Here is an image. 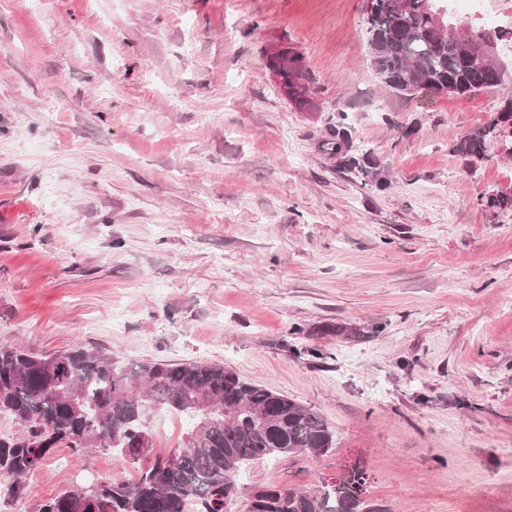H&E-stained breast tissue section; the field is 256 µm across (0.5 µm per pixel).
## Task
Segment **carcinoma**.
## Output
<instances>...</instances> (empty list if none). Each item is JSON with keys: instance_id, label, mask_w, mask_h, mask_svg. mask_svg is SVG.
I'll return each instance as SVG.
<instances>
[{"instance_id": "obj_1", "label": "carcinoma", "mask_w": 512, "mask_h": 512, "mask_svg": "<svg viewBox=\"0 0 512 512\" xmlns=\"http://www.w3.org/2000/svg\"><path fill=\"white\" fill-rule=\"evenodd\" d=\"M366 37L371 65L392 91L416 96L424 91L464 95L512 87V57L502 55L497 39L479 27L450 37L438 30L457 24L441 0H368ZM491 51L482 68L470 65L474 43ZM276 69L293 84L302 58L278 57ZM331 142L341 167L370 179L388 180L369 159L356 153L339 123ZM512 147V123L496 116L460 140L454 151L472 164L491 159L499 140ZM211 400L205 413L195 405ZM164 409L187 419L177 460L155 461L134 482L109 478L94 487L70 490L42 504L38 512H225L238 494L237 478L255 460L305 451L322 455L334 434L314 410L267 388L251 384L222 366L207 363L147 362L136 367L83 345L40 355L21 345L0 347V413L26 426L21 436H0V478L10 477L9 497L26 492L24 479L53 451L90 448L112 451L123 460L150 453L147 430L151 410ZM366 474L354 469L339 482L309 491L261 488L249 496L248 512H369L361 497Z\"/></svg>"}]
</instances>
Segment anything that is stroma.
I'll return each mask as SVG.
<instances>
[{"label":"stroma","mask_w":512,"mask_h":512,"mask_svg":"<svg viewBox=\"0 0 512 512\" xmlns=\"http://www.w3.org/2000/svg\"><path fill=\"white\" fill-rule=\"evenodd\" d=\"M364 2L0 0V346L218 364L318 412L333 448L252 462L229 512L355 468L378 512H512V211L484 205L512 158L453 150L503 93H392ZM155 459L58 448L0 512ZM333 136L336 139L330 144L334 155L339 156V164L341 167L350 171L357 172L363 177L370 178V181L375 184L377 189L386 188L388 180L382 176V172L377 169L376 164L371 162L368 158L360 156L353 149L351 136L344 128L343 124L339 123L334 129Z\"/></svg>","instance_id":"obj_1"}]
</instances>
